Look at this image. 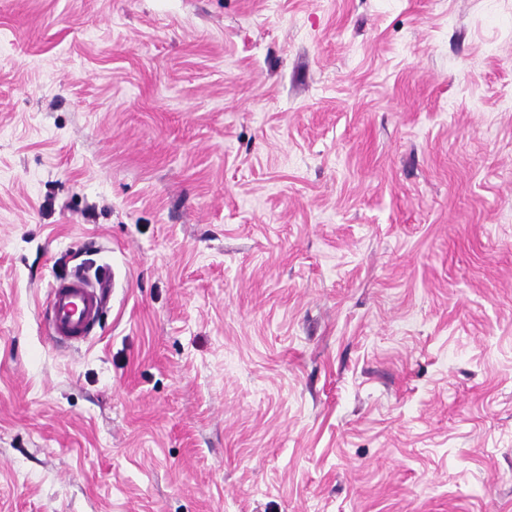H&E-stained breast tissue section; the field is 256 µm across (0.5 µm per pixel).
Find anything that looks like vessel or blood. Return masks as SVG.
<instances>
[{"label": "vessel or blood", "instance_id": "1", "mask_svg": "<svg viewBox=\"0 0 512 512\" xmlns=\"http://www.w3.org/2000/svg\"><path fill=\"white\" fill-rule=\"evenodd\" d=\"M114 283L115 273L106 266L92 278L81 272L55 278L46 310L52 339L85 341L104 316Z\"/></svg>", "mask_w": 512, "mask_h": 512}]
</instances>
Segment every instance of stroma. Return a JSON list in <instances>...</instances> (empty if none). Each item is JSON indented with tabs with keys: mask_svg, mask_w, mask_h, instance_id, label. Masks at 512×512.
<instances>
[{
	"mask_svg": "<svg viewBox=\"0 0 512 512\" xmlns=\"http://www.w3.org/2000/svg\"><path fill=\"white\" fill-rule=\"evenodd\" d=\"M0 512H512V0H0ZM115 273L101 266L95 281L81 272L56 277L50 286L47 325L54 341L83 342L104 316Z\"/></svg>",
	"mask_w": 512,
	"mask_h": 512,
	"instance_id": "1",
	"label": "stroma"
}]
</instances>
